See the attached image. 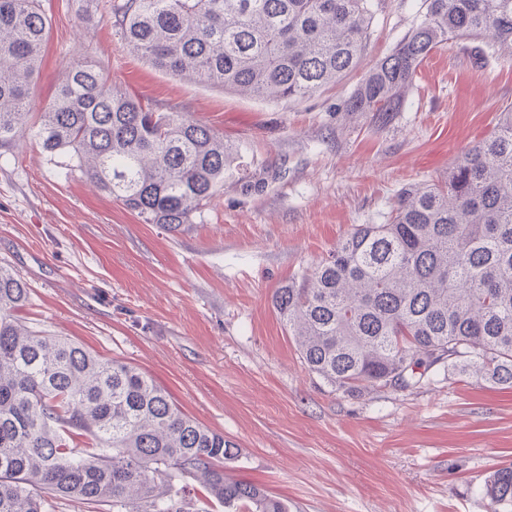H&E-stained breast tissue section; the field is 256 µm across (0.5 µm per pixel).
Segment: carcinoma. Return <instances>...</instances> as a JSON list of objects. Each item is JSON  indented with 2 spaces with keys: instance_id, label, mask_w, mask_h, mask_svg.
Returning a JSON list of instances; mask_svg holds the SVG:
<instances>
[{
  "instance_id": "obj_1",
  "label": "carcinoma",
  "mask_w": 512,
  "mask_h": 512,
  "mask_svg": "<svg viewBox=\"0 0 512 512\" xmlns=\"http://www.w3.org/2000/svg\"><path fill=\"white\" fill-rule=\"evenodd\" d=\"M112 14L126 45L160 70L258 101L297 100L364 66L373 0H123ZM47 34L42 0H0V146L31 136L144 223H190L236 146L118 90L91 61L73 62L32 116ZM454 39L512 56V0H427L344 111H400L419 66ZM29 298L0 266V512H48L55 499L191 512L187 478L226 512H288L229 477L237 445L146 373L23 324L16 311ZM272 304L309 370L346 395L415 388L445 364L512 386V108L448 181L402 189L390 223L357 225ZM485 494L490 512H512V466L493 472Z\"/></svg>"
}]
</instances>
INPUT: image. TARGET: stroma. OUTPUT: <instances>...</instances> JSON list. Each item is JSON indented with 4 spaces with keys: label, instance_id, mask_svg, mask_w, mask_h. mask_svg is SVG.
Instances as JSON below:
<instances>
[{
    "label": "stroma",
    "instance_id": "1",
    "mask_svg": "<svg viewBox=\"0 0 512 512\" xmlns=\"http://www.w3.org/2000/svg\"><path fill=\"white\" fill-rule=\"evenodd\" d=\"M366 64L389 55L424 0H377ZM113 0H43L50 29L32 106L75 59L160 112L239 150L190 224H146L75 160L31 139L0 147V264L24 278L29 327L149 374L188 416L237 444L233 477L288 512H487L512 464V387L440 365L409 390L348 396L309 371L272 306L358 224L387 223L409 184L447 180L512 106V57L450 41L401 111L347 112L362 70L302 100L262 102L168 74L132 53Z\"/></svg>",
    "mask_w": 512,
    "mask_h": 512
}]
</instances>
